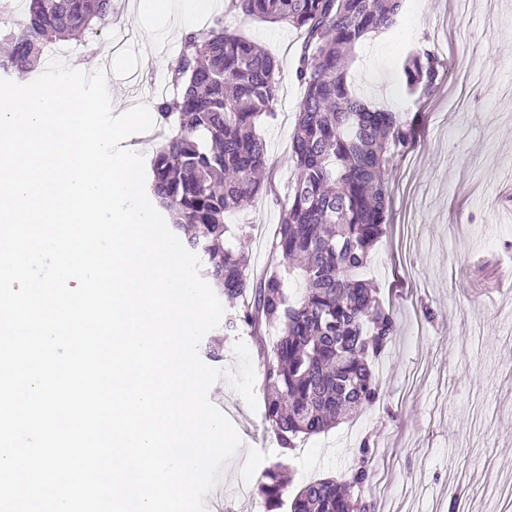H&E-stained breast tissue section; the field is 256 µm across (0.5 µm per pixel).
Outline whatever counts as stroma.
I'll return each instance as SVG.
<instances>
[{"label": "stroma", "mask_w": 512, "mask_h": 512, "mask_svg": "<svg viewBox=\"0 0 512 512\" xmlns=\"http://www.w3.org/2000/svg\"><path fill=\"white\" fill-rule=\"evenodd\" d=\"M448 78L429 99L407 96L406 50L439 22ZM280 65L274 118L265 140L269 191L227 223L263 225L274 238L288 202L290 140L303 96L292 71L298 29L245 16L231 20ZM182 39L172 15L145 14L138 0H112V16L85 42L60 41L49 54L70 67L100 66L114 113L173 96L170 67ZM351 75L374 102L420 115L412 148L389 175L392 209L386 233L360 278L376 285L393 308L399 331L374 361L377 403L330 431L283 452L265 419L262 383L250 408L228 379L210 389L236 429L241 447L206 498L207 512H268L256 487L280 463L290 475L287 496L315 478L345 477L370 446L375 512H512L494 495L512 476V283L495 276L512 262V0H408L398 29L356 46ZM434 316L424 319L423 309ZM247 346L255 373L264 358L248 332L228 338L209 331L198 352L220 346L219 369H236V341Z\"/></svg>", "instance_id": "1"}]
</instances>
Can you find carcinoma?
<instances>
[{"label":"carcinoma","instance_id":"obj_1","mask_svg":"<svg viewBox=\"0 0 512 512\" xmlns=\"http://www.w3.org/2000/svg\"><path fill=\"white\" fill-rule=\"evenodd\" d=\"M0 0V72L29 71L58 40L82 37L112 13V0H25L7 19ZM406 0H230V11L302 31L295 79L304 87L291 139L293 178L280 213L274 259L263 277L246 273L244 227L227 214L264 191L266 144L257 133L274 117L278 64L230 30L224 16L184 37L171 66L177 93L156 103L166 129L151 159L150 193L172 230L205 256L203 273L224 298L250 301L224 318V335L246 330L265 349L263 328L279 331L264 365L265 416L281 447L324 433L348 411L373 405L372 358L397 334L393 312L356 271L372 258L387 223L386 175L393 151L414 136V119L358 95L351 53L370 34L395 30ZM405 90L419 99L447 78L438 50L421 40L402 64ZM301 273L293 299L286 275ZM372 469L360 458L347 478L306 483L290 512H371ZM284 468L257 486L272 509L283 506Z\"/></svg>","mask_w":512,"mask_h":512}]
</instances>
